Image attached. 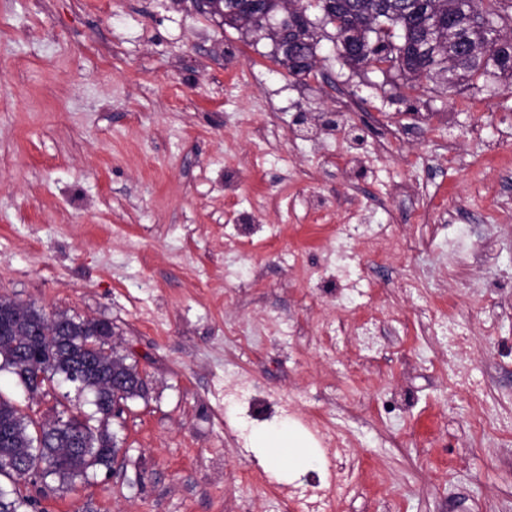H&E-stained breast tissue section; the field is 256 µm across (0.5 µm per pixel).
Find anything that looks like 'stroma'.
Returning a JSON list of instances; mask_svg holds the SVG:
<instances>
[{
	"mask_svg": "<svg viewBox=\"0 0 512 512\" xmlns=\"http://www.w3.org/2000/svg\"><path fill=\"white\" fill-rule=\"evenodd\" d=\"M322 38L294 75L190 0H0V293L111 322L148 384L111 468L27 485V512H284L248 400L328 418L356 488L334 512H512V89L404 94ZM388 224L405 245L377 262ZM466 323L476 401L429 322ZM376 319L372 347L359 326ZM64 383L0 396L35 419ZM507 431H481L482 405ZM390 225L381 224L373 230L370 238L372 253L380 260H386L398 247L393 235L388 231Z\"/></svg>",
	"mask_w": 512,
	"mask_h": 512,
	"instance_id": "1",
	"label": "stroma"
}]
</instances>
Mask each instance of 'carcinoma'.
Instances as JSON below:
<instances>
[{"mask_svg": "<svg viewBox=\"0 0 512 512\" xmlns=\"http://www.w3.org/2000/svg\"><path fill=\"white\" fill-rule=\"evenodd\" d=\"M224 10V24L241 26L276 48L274 61L294 75L315 66L321 33L334 30V42L343 64L361 70L383 61L402 72L408 93L430 85L448 86V69L454 70L453 87L478 82L506 81L512 86V36L500 25L512 22L508 0H217ZM299 5L307 19L295 31L276 26L285 10ZM453 28L477 44L468 55L448 42V14ZM347 24L343 28L326 20L329 15ZM101 320L65 312L47 314L33 305L0 295V369L6 367L30 394L45 383L74 374L81 357L93 361L94 370L75 380L76 391L93 396L98 425L77 415L47 419L44 440L37 422L0 398V476L16 488H0V512H19L32 504L18 484L33 477H54L67 485L86 479L89 472L108 467L117 452L110 429L112 407L142 398L147 383L136 365L127 362L107 340L97 338Z\"/></svg>", "mask_w": 512, "mask_h": 512, "instance_id": "cac0c4a2", "label": "carcinoma"}]
</instances>
